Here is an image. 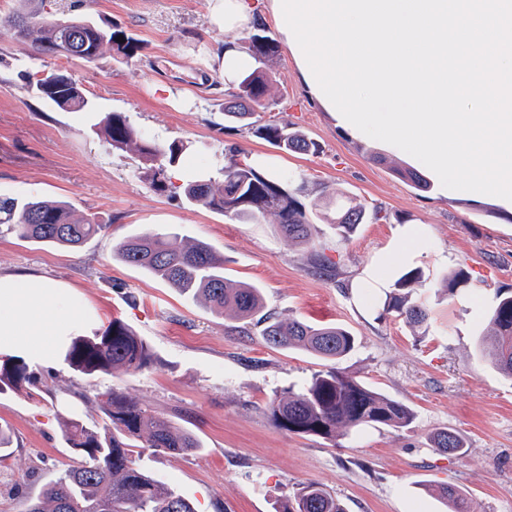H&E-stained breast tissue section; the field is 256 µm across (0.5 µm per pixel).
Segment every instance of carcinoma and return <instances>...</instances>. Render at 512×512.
I'll return each mask as SVG.
<instances>
[{"label":"carcinoma","mask_w":512,"mask_h":512,"mask_svg":"<svg viewBox=\"0 0 512 512\" xmlns=\"http://www.w3.org/2000/svg\"><path fill=\"white\" fill-rule=\"evenodd\" d=\"M14 19L15 39L41 56L77 58L95 62L104 52L124 59L135 57L142 46L139 39L112 22H92L79 16L50 20L42 16L35 0H19ZM123 41H117V38ZM247 52L260 64L272 60L278 44L268 35L266 25L255 24ZM32 85L44 98L68 112H93V102L81 84L58 70L34 74ZM269 107L267 73L257 67L237 86L224 93V118L253 130L258 138L286 153L316 154L319 145L305 133L270 120L252 122L258 108ZM115 150L132 151L147 166L151 183L166 187L168 168L175 166L186 150L174 140L159 144L146 137L125 115L112 112L95 125ZM242 151L230 147L224 154L219 178L200 175L181 185L185 200L241 223L273 215L288 240L308 244L317 233L313 212L304 202L305 185L265 176L245 162ZM382 219L381 208L372 213L355 205L334 218L336 236L347 239L366 219ZM107 225L89 217H77L70 203L56 199H33L24 203L0 196V234L6 232L34 243L78 247L100 235ZM179 233L145 232L126 237L113 246L123 263L143 269L175 288L182 296L200 301L219 316L231 315L242 326H261L264 343L274 349L298 350L327 362L298 390L280 393L269 404L274 425L298 436L330 442L364 426L391 429L409 426L414 418L404 403L365 386L349 375L339 363L356 347L357 338L342 325H315L297 318H280L265 311L262 288L236 283L224 276V257L203 242L177 244ZM421 271L411 269L395 282L384 303L412 327L428 324L429 310L416 295ZM470 285L468 275L458 270L445 279L446 291L454 294ZM489 331L478 350L503 377L512 380V291L495 293L488 318ZM150 345L127 324L112 320L90 335L75 336L65 349L66 364L85 376L121 370L134 375L152 363ZM35 384L26 361L17 355L0 356V394L21 393ZM101 416L90 422L70 417L62 420L61 438L74 455L73 465L44 485L29 499L27 512H196L193 503L175 489L150 475L133 457L135 448L184 454L201 447L199 438L174 421L141 407L121 390L110 388L100 395ZM432 447L444 454L463 456L465 440L454 433L439 431ZM446 512H470L469 498L462 489L437 485L430 490ZM275 512H346L339 499L317 484L302 487L282 499Z\"/></svg>","instance_id":"cac0c4a2"}]
</instances>
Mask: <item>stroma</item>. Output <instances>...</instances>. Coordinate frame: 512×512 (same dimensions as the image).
<instances>
[{
	"label": "stroma",
	"instance_id": "obj_1",
	"mask_svg": "<svg viewBox=\"0 0 512 512\" xmlns=\"http://www.w3.org/2000/svg\"><path fill=\"white\" fill-rule=\"evenodd\" d=\"M214 0H43L45 17L103 19L133 33L143 46L132 60L103 54L93 64L40 57L12 36L18 0H0V195L68 201L75 214L107 230L76 250L0 237V273L36 274L58 283L89 329L115 318L152 347L155 360L137 375L87 377L64 361L65 337L52 351L28 357L38 396H0V422L14 445L0 460V512H26L41 480L73 463L60 440L61 419L98 418V393L121 389L142 407L170 417L203 442L194 453L141 449L155 478L176 488L197 512H274L277 502L315 483L337 496L346 512H443L425 485L465 489L472 512H512V380L475 349L496 289L512 288V222L482 196L450 198L422 192L402 178L410 161L377 140L355 137L314 101L287 48L266 68L275 120L317 142L314 155L282 152L248 128L225 122L224 79L216 56L225 42L246 47L250 34L225 35L212 21ZM61 70L82 84L92 112H65L39 99L29 75ZM121 112L159 143L188 141L172 172V188L157 191L136 154L112 149L93 127ZM263 152L309 191L326 187L322 210L336 201L382 207L385 217L359 225L348 241L319 223L312 247L281 235L274 216L243 224L190 205L179 186L193 172L216 171L224 150ZM408 224L424 228L408 265L432 310L429 330L414 329L384 311L385 291L351 287L350 280L392 251ZM176 230L224 256V274L258 285L267 310L317 325L339 324L358 338L341 363L365 385L408 405L404 428L367 427L338 443L277 429L268 406L281 391L301 388L324 363L297 350L267 347L258 327L225 333L226 320L165 283L112 255L124 237ZM339 259V276L315 274L311 258ZM463 270L477 283L472 295H447L443 273ZM441 429L462 435L464 457L432 448Z\"/></svg>",
	"mask_w": 512,
	"mask_h": 512
}]
</instances>
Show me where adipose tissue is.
Here are the masks:
<instances>
[{
  "label": "adipose tissue",
  "instance_id": "adipose-tissue-1",
  "mask_svg": "<svg viewBox=\"0 0 512 512\" xmlns=\"http://www.w3.org/2000/svg\"><path fill=\"white\" fill-rule=\"evenodd\" d=\"M215 2L214 19L228 34L249 28L259 15L272 12L274 4V0ZM421 235V228H404L400 244L383 261L364 270L354 280V287H388L393 271L412 257ZM62 304L58 285L47 278L0 275V354H47L50 337L62 335L74 323L73 317L67 315L51 316V309Z\"/></svg>",
  "mask_w": 512,
  "mask_h": 512
}]
</instances>
